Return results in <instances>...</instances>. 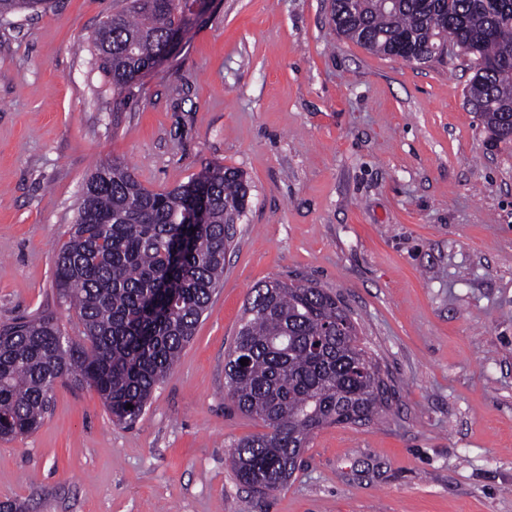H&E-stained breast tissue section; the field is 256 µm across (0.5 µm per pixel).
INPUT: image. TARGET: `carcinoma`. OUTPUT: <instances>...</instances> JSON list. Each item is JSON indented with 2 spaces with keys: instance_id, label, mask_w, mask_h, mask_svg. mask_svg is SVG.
Masks as SVG:
<instances>
[{
  "instance_id": "cac0c4a2",
  "label": "carcinoma",
  "mask_w": 512,
  "mask_h": 512,
  "mask_svg": "<svg viewBox=\"0 0 512 512\" xmlns=\"http://www.w3.org/2000/svg\"><path fill=\"white\" fill-rule=\"evenodd\" d=\"M47 3L0 0V18ZM189 11V0H130L102 20L92 50L113 91L157 65L169 37L186 31ZM330 24L386 57H442L432 48L446 45L471 57L467 101L480 106L492 140L512 143L504 127L512 113V0H331ZM249 194L232 167L154 191L120 160L95 165L55 259L56 289L75 312L78 334L51 313L0 325V439L34 431L59 381L92 389L112 422L134 425L224 282L233 225ZM224 380L236 408L266 428L232 452L238 481L254 492L287 484L315 431L369 422L391 397L348 311L313 282L255 287L226 352Z\"/></svg>"
}]
</instances>
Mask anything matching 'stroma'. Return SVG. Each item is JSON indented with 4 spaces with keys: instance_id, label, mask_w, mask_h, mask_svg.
Wrapping results in <instances>:
<instances>
[{
    "instance_id": "35a3bbf8",
    "label": "stroma",
    "mask_w": 512,
    "mask_h": 512,
    "mask_svg": "<svg viewBox=\"0 0 512 512\" xmlns=\"http://www.w3.org/2000/svg\"><path fill=\"white\" fill-rule=\"evenodd\" d=\"M128 0H53L0 20V324L52 313L56 252L93 166L147 189L211 165L250 204L218 289L129 428L57 383L34 432L0 440V503L23 512H512V144L465 97L467 56L407 62L336 36L330 0H206L157 69L116 95L91 37ZM336 295L392 386L367 425L315 432L256 494L232 446L263 432L224 390L258 284Z\"/></svg>"
}]
</instances>
